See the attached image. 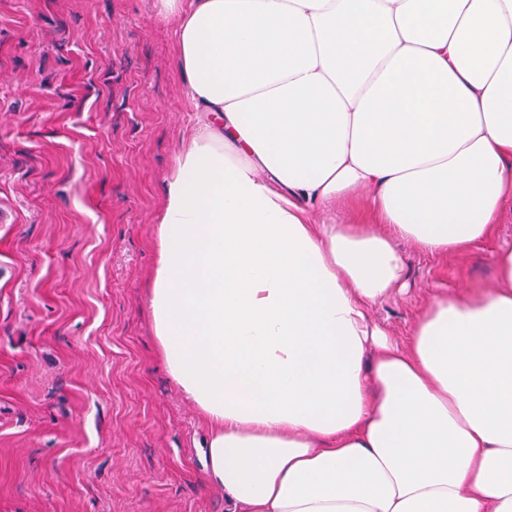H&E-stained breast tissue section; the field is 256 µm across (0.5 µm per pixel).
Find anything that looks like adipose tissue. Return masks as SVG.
<instances>
[{
    "mask_svg": "<svg viewBox=\"0 0 512 512\" xmlns=\"http://www.w3.org/2000/svg\"><path fill=\"white\" fill-rule=\"evenodd\" d=\"M194 122L149 307L231 512H512V250L404 344L398 241L445 258L512 208V0H155ZM379 223L315 224L355 191Z\"/></svg>",
    "mask_w": 512,
    "mask_h": 512,
    "instance_id": "obj_1",
    "label": "adipose tissue"
}]
</instances>
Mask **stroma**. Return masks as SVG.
Wrapping results in <instances>:
<instances>
[{
    "mask_svg": "<svg viewBox=\"0 0 512 512\" xmlns=\"http://www.w3.org/2000/svg\"><path fill=\"white\" fill-rule=\"evenodd\" d=\"M152 0H0V512H228L207 424L168 376L149 291L163 179L192 111ZM372 319L491 284L512 210L466 254L408 241Z\"/></svg>",
    "mask_w": 512,
    "mask_h": 512,
    "instance_id": "35a3bbf8",
    "label": "stroma"
}]
</instances>
